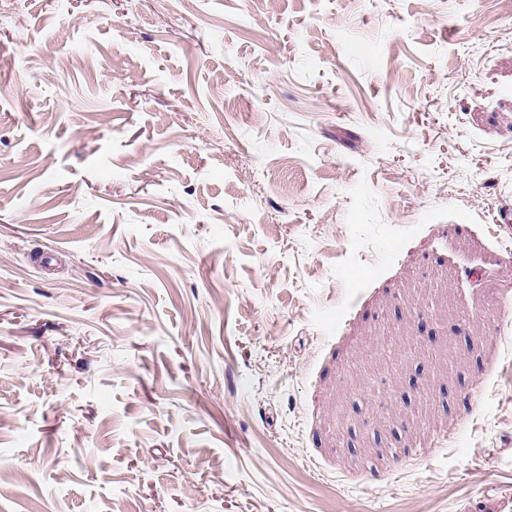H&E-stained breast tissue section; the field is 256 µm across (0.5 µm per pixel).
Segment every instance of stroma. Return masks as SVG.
<instances>
[{"instance_id":"obj_1","label":"stroma","mask_w":512,"mask_h":512,"mask_svg":"<svg viewBox=\"0 0 512 512\" xmlns=\"http://www.w3.org/2000/svg\"><path fill=\"white\" fill-rule=\"evenodd\" d=\"M508 203L501 0H11L0 512L512 502Z\"/></svg>"}]
</instances>
